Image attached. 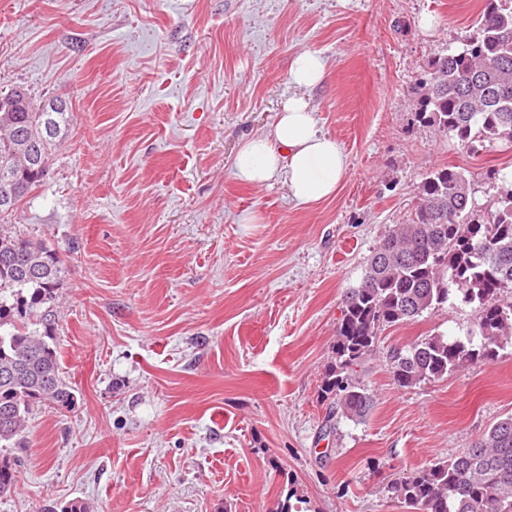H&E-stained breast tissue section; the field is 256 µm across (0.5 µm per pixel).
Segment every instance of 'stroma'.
Instances as JSON below:
<instances>
[{
  "instance_id": "35a3bbf8",
  "label": "stroma",
  "mask_w": 512,
  "mask_h": 512,
  "mask_svg": "<svg viewBox=\"0 0 512 512\" xmlns=\"http://www.w3.org/2000/svg\"><path fill=\"white\" fill-rule=\"evenodd\" d=\"M480 0H0V89L65 100L68 136L11 222L66 259L58 342L74 410L37 409L0 512L79 497L91 512H407L387 486L468 448L512 413V346L398 387L386 355L474 308L387 328L362 380L364 420L322 425L342 297L436 166L474 175L478 203L512 150L476 154L414 125L429 57L457 49ZM434 18L423 29V16ZM347 170L332 199L237 181L271 130L292 59ZM497 170L496 179L485 177ZM251 223H241L242 215Z\"/></svg>"
}]
</instances>
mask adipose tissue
Segmentation results:
<instances>
[{
  "label": "adipose tissue",
  "mask_w": 512,
  "mask_h": 512,
  "mask_svg": "<svg viewBox=\"0 0 512 512\" xmlns=\"http://www.w3.org/2000/svg\"><path fill=\"white\" fill-rule=\"evenodd\" d=\"M289 75L294 94L282 103L268 134L245 142L234 159L238 180L252 185L283 179L294 202L309 205L336 194L347 169V158L335 139L320 127L307 90L327 75L325 59L303 52L293 59Z\"/></svg>",
  "instance_id": "adipose-tissue-1"
}]
</instances>
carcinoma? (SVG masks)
<instances>
[{
	"label": "carcinoma",
	"instance_id": "cac0c4a2",
	"mask_svg": "<svg viewBox=\"0 0 512 512\" xmlns=\"http://www.w3.org/2000/svg\"><path fill=\"white\" fill-rule=\"evenodd\" d=\"M421 127L477 152L512 148V0H484L462 46L435 52L412 89ZM72 112L37 106L28 92L0 90V162L20 193L0 205V448L24 447L30 414L71 411L77 398L61 369L57 339L65 260L41 239L12 230L7 218L43 176L18 157L50 158L68 133ZM474 174L456 167L427 171L412 218L393 225L368 257L358 286L342 298L334 362L320 386L324 428L365 419L375 406L361 380L380 332L446 306H472L466 336L436 333L388 353L394 383L408 388L492 361L512 344V188L493 206L474 198ZM16 485V463L0 456V494ZM414 512H512V414L472 447L391 483Z\"/></svg>",
	"mask_w": 512,
	"mask_h": 512
}]
</instances>
